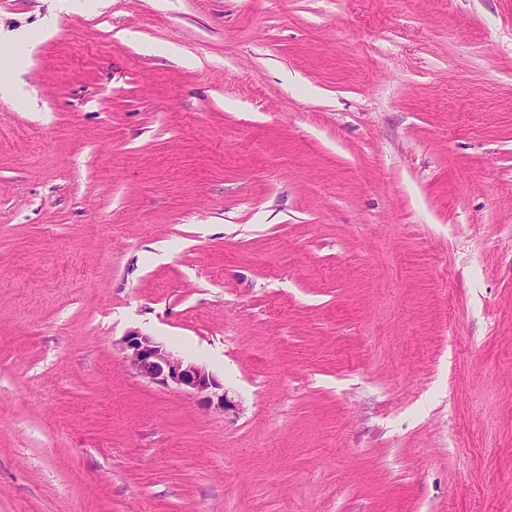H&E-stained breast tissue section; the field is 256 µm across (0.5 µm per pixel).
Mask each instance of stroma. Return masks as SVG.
<instances>
[{
  "label": "stroma",
  "mask_w": 512,
  "mask_h": 512,
  "mask_svg": "<svg viewBox=\"0 0 512 512\" xmlns=\"http://www.w3.org/2000/svg\"><path fill=\"white\" fill-rule=\"evenodd\" d=\"M19 30L0 512H512V0H0ZM121 349L131 369L141 378L187 392L205 409L214 408L224 414L237 409L224 391V384L206 365L175 354L152 336L130 331L122 338Z\"/></svg>",
  "instance_id": "obj_1"
}]
</instances>
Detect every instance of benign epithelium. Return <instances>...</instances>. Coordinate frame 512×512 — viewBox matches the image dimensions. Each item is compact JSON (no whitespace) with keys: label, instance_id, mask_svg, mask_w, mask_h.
<instances>
[{"label":"benign epithelium","instance_id":"7a95c632","mask_svg":"<svg viewBox=\"0 0 512 512\" xmlns=\"http://www.w3.org/2000/svg\"><path fill=\"white\" fill-rule=\"evenodd\" d=\"M121 349L131 369L141 378L187 392L205 409L214 408L224 413L237 409L224 391V384L206 365L175 354L153 337L130 331L122 338Z\"/></svg>","mask_w":512,"mask_h":512}]
</instances>
